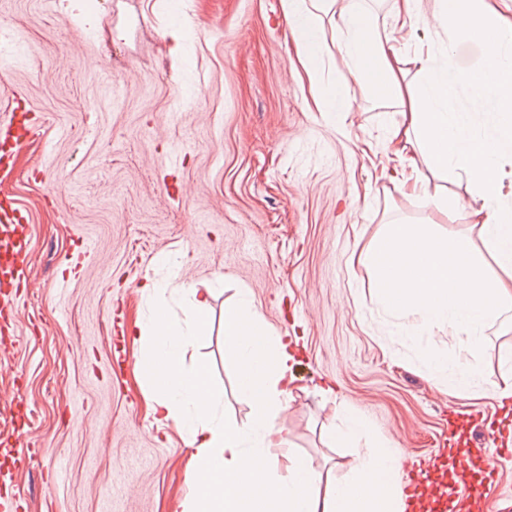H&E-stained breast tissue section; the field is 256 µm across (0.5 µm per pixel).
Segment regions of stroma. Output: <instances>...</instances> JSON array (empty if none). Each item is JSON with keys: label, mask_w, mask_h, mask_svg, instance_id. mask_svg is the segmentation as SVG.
<instances>
[{"label": "stroma", "mask_w": 512, "mask_h": 512, "mask_svg": "<svg viewBox=\"0 0 512 512\" xmlns=\"http://www.w3.org/2000/svg\"><path fill=\"white\" fill-rule=\"evenodd\" d=\"M93 25L62 0H0V34L17 32L15 63L0 70V117H36L0 191L28 224L32 282L16 316L19 349L0 361V390L22 377L23 413L0 405V439L17 416L40 453L14 479L21 512H176L192 455L176 426L156 422L136 377L139 288L177 274L199 288L223 279L211 328L189 351L208 364L225 417L245 425L224 341V308L247 289L294 356L286 430L292 450L323 475L349 473L355 451L334 443L337 405L364 419L398 454L424 455L448 437L445 409L468 422L498 416L483 388L435 385L425 349L455 340L393 341L359 252L390 221L476 231L456 209L397 188L387 151L394 103L360 90L336 43L338 6L321 14V87L350 112L310 110L281 0H89ZM405 32L408 55L434 54L448 73L477 69L483 50L460 40L441 0ZM186 24V60L163 38ZM55 483L43 490L45 471ZM481 512H512V459L473 483Z\"/></svg>", "instance_id": "stroma-1"}]
</instances>
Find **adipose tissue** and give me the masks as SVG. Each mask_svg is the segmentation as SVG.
Segmentation results:
<instances>
[{"mask_svg":"<svg viewBox=\"0 0 512 512\" xmlns=\"http://www.w3.org/2000/svg\"><path fill=\"white\" fill-rule=\"evenodd\" d=\"M293 31L297 58L310 82L321 72V43L314 12L303 0H281ZM346 34L338 50L360 84L371 85L401 108V120L388 135V146L409 176L401 183L414 194H427L422 165L463 171L477 185L480 205L464 204L477 228L483 254H476L456 231L436 234L426 224H391L360 254L371 270L381 304L400 323L396 340L415 331L447 329L458 338L449 355L427 352L433 379L451 388L482 386L493 397L512 398V355L498 377L485 378L477 360L492 326L512 312V204L495 176L512 166V21L501 15L497 0H447L446 15L460 39H481L485 62L463 71L460 81L489 86L493 110L489 131L471 133V115L462 111L448 89V74L432 56L413 59L425 79L422 90L407 83L406 59L396 38L368 18L362 0H340ZM498 268L489 274L483 256ZM145 293L187 297L190 317L175 322L163 310L134 323L146 355L136 366L151 386L149 409L157 421L173 423L193 464L185 476L187 492L180 512H404L398 479L401 461L383 444L358 454L350 477L331 482L310 461L287 451L280 419L291 399L293 356L253 308L249 296L224 310V339L234 355L237 388L253 406L247 427L226 422L204 364L186 366L187 348L210 322L213 289H198L170 279L144 285Z\"/></svg>","mask_w":512,"mask_h":512,"instance_id":"obj_1","label":"adipose tissue"}]
</instances>
